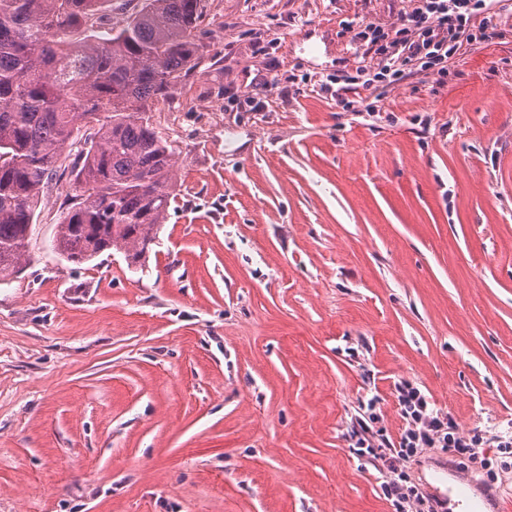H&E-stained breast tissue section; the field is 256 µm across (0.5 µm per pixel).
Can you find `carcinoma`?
<instances>
[{
  "instance_id": "obj_1",
  "label": "carcinoma",
  "mask_w": 512,
  "mask_h": 512,
  "mask_svg": "<svg viewBox=\"0 0 512 512\" xmlns=\"http://www.w3.org/2000/svg\"><path fill=\"white\" fill-rule=\"evenodd\" d=\"M111 9L0 0V284L28 261L42 189L66 150L76 162L54 240L62 259L115 251L137 264L166 222L176 159L151 112L199 65L203 0H146L107 27Z\"/></svg>"
}]
</instances>
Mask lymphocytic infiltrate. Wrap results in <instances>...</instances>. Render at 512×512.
I'll return each mask as SVG.
<instances>
[{"instance_id": "obj_1", "label": "lymphocytic infiltrate", "mask_w": 512, "mask_h": 512, "mask_svg": "<svg viewBox=\"0 0 512 512\" xmlns=\"http://www.w3.org/2000/svg\"><path fill=\"white\" fill-rule=\"evenodd\" d=\"M411 9L399 11L395 22L348 21L350 46L355 54L372 56L376 70L363 83L396 85L412 76L429 92L446 87L452 67L497 36L492 19L500 17L503 0H412ZM394 398L402 421L397 438L376 429L375 400L358 404L346 441L351 452L366 460L376 473L379 494L393 512H436L431 497L412 477L419 458L436 448L447 449L458 466L485 454L479 436L449 433L448 414L433 408L427 396L407 380L396 384Z\"/></svg>"}]
</instances>
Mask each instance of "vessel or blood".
I'll use <instances>...</instances> for the list:
<instances>
[{
    "instance_id": "b4317fda",
    "label": "vessel or blood",
    "mask_w": 512,
    "mask_h": 512,
    "mask_svg": "<svg viewBox=\"0 0 512 512\" xmlns=\"http://www.w3.org/2000/svg\"><path fill=\"white\" fill-rule=\"evenodd\" d=\"M423 468L429 473L424 486L437 501L440 512H456L472 497L479 500L481 512H512L510 488L484 485L444 458L425 461Z\"/></svg>"
}]
</instances>
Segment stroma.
<instances>
[{
    "mask_svg": "<svg viewBox=\"0 0 512 512\" xmlns=\"http://www.w3.org/2000/svg\"><path fill=\"white\" fill-rule=\"evenodd\" d=\"M408 5L206 0L200 63L152 114L176 197L142 263L61 259L53 176L0 284V512H391L344 433L375 397L397 434L402 380L497 457L512 35L438 93L410 79L374 115L346 110L337 76L373 62L343 22ZM272 78L287 97L262 94Z\"/></svg>",
    "mask_w": 512,
    "mask_h": 512,
    "instance_id": "1",
    "label": "stroma"
}]
</instances>
